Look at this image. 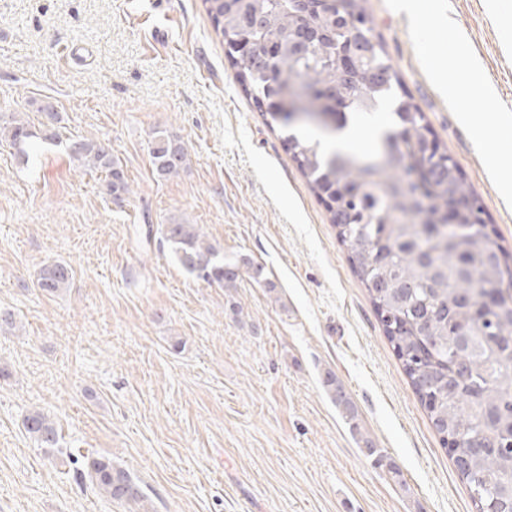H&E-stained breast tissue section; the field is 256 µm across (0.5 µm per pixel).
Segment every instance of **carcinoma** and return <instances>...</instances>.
<instances>
[{
	"label": "carcinoma",
	"mask_w": 512,
	"mask_h": 512,
	"mask_svg": "<svg viewBox=\"0 0 512 512\" xmlns=\"http://www.w3.org/2000/svg\"><path fill=\"white\" fill-rule=\"evenodd\" d=\"M364 2L339 0L324 13L295 0H204L239 83L258 107L269 106L290 86L334 88L353 114L392 109L393 127L374 152L378 164L370 168L360 165V157L328 151L303 134L288 136L289 150L311 190L330 199V222L436 432L444 441L476 433L492 439L488 448L466 451L465 465L457 468L476 512L491 503L498 512H512V254L477 227L479 203L459 217L455 230L426 233L456 197L475 192L458 168L446 164L433 172L427 190L413 178L403 145L425 141V116L408 94H396L402 89L398 72L374 34ZM346 51L356 60L341 62ZM45 116L47 124L38 131L15 115L0 117V142L24 154L37 139L55 140L58 113ZM72 153L84 166L107 173L112 199L129 193L107 145L85 139ZM151 157L161 176L176 175L186 165L183 146L170 135L153 137ZM163 239L196 278L222 286L237 279L238 265L204 244L195 225L167 224ZM72 278L69 265L52 263L41 269L36 288L55 295ZM491 290L505 294L501 305L462 329L474 318L469 301ZM324 387L358 431L355 407L330 372ZM23 426L40 446L57 445V429L44 411H28ZM81 476L108 500L151 512L140 484L112 461L86 456Z\"/></svg>",
	"instance_id": "cac0c4a2"
}]
</instances>
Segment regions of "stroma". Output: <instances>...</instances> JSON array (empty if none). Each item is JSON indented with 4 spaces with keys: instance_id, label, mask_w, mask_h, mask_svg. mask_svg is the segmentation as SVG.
I'll list each match as a JSON object with an SVG mask.
<instances>
[{
    "instance_id": "stroma-1",
    "label": "stroma",
    "mask_w": 512,
    "mask_h": 512,
    "mask_svg": "<svg viewBox=\"0 0 512 512\" xmlns=\"http://www.w3.org/2000/svg\"><path fill=\"white\" fill-rule=\"evenodd\" d=\"M365 6L512 253V0ZM421 11L434 16L424 32ZM457 42L492 100L449 99ZM45 100L55 141L23 156L0 143V309L17 321L0 333V512H134L81 477L89 453L138 481L153 512H472L324 201L244 92L203 0H0V115L38 129ZM159 131L187 152L178 175L153 166ZM84 138L119 161L123 201L71 157ZM175 219L263 281L187 273L159 244ZM53 261L74 275L49 296L34 282ZM328 370L360 433L324 388ZM35 407L56 447L25 431Z\"/></svg>"
}]
</instances>
